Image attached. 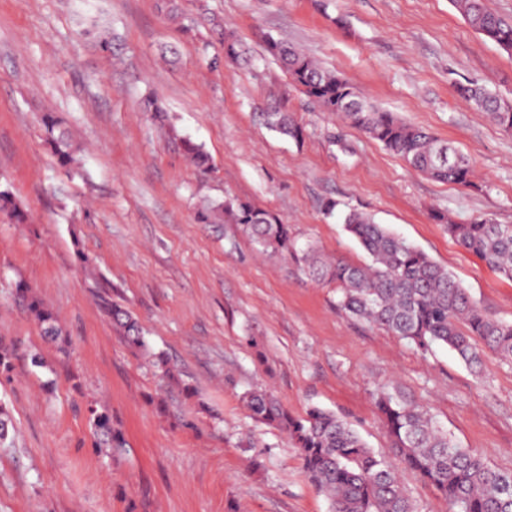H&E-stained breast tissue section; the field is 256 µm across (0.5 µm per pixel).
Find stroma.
I'll list each match as a JSON object with an SVG mask.
<instances>
[{"mask_svg":"<svg viewBox=\"0 0 512 512\" xmlns=\"http://www.w3.org/2000/svg\"><path fill=\"white\" fill-rule=\"evenodd\" d=\"M215 19L249 63L225 58ZM94 22L111 31V51L80 37ZM270 36L461 149L475 186L429 179L320 111L266 53ZM468 80L512 103V55L451 0H0V185L32 218L0 214V341L17 353L0 374L16 429L13 447L0 446V512H328L291 442L244 406L259 387L295 414L317 406L346 419L386 454L417 512L448 506L390 454L378 390L512 472V363L487 355L478 376L448 349L420 352L345 315L335 289L293 260L198 214L202 199L236 196L275 212L299 243L361 264L340 214L367 212L512 322V281L429 217L512 224V135L458 93ZM152 96L203 145L208 175L155 123ZM269 108L295 113L304 139L269 131L258 118ZM48 112L80 144L78 169L45 144ZM331 201L340 211L329 216ZM80 251L181 383L119 339L77 268ZM20 282L57 313L65 344L41 336L14 298ZM35 353L45 368L31 365ZM92 404L122 429L123 454L96 447Z\"/></svg>","mask_w":512,"mask_h":512,"instance_id":"1","label":"stroma"}]
</instances>
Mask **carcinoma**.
I'll return each mask as SVG.
<instances>
[{"mask_svg": "<svg viewBox=\"0 0 512 512\" xmlns=\"http://www.w3.org/2000/svg\"><path fill=\"white\" fill-rule=\"evenodd\" d=\"M452 2L475 31L512 54L511 21L491 11L485 0ZM266 51L320 109L341 116L411 168L442 182L474 185L472 162L454 145L369 103L352 83L295 46L270 36ZM458 91L504 131L512 132L511 104L477 84H461ZM261 117L273 131L296 142L303 140L304 128L293 113L263 112ZM42 125L45 142L58 164L69 167L77 163L79 148L60 128L61 121L48 113ZM170 133L178 137L175 129ZM180 146L200 173L210 172V159L200 145L182 137ZM0 212L17 224L30 220L7 187H0ZM432 219L465 250L512 280V224H495L489 219L459 224L439 211L432 213ZM200 220L236 224L262 251L291 256L313 280L337 288L338 306L346 314L379 326L424 353L446 347L476 374L489 353L512 362V322L489 315L447 268L366 213L350 211L343 217L345 231L368 255L369 262L364 265L329 260L312 245L297 246L291 229L276 213L248 200L229 197L213 203L200 212ZM96 287L100 305L122 340L132 348L148 350L137 318L112 301L108 285L98 283ZM16 295L43 336L53 341L61 338L57 315L32 287L20 281ZM244 401L255 419L284 433L298 448L304 471L326 498L328 512H414L397 472L346 420L320 408L295 415L265 390L246 393ZM376 406L391 451L439 493L450 512H512V472L497 470L483 453L458 446L427 411L412 403L383 393ZM88 412L97 446L114 451L126 446L123 433L112 426L107 412L95 405Z\"/></svg>", "mask_w": 512, "mask_h": 512, "instance_id": "cac0c4a2", "label": "carcinoma"}]
</instances>
